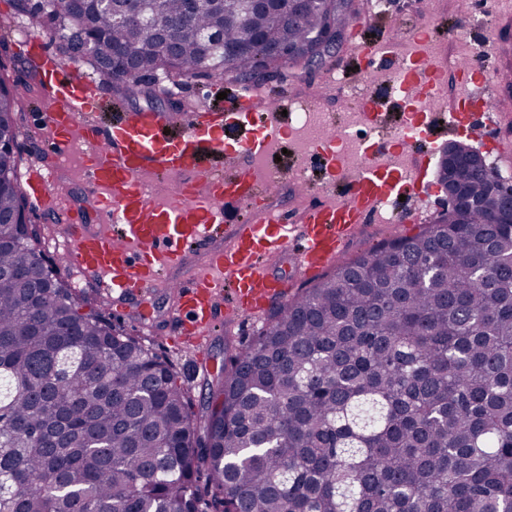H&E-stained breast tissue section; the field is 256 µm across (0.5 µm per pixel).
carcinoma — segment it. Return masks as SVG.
Instances as JSON below:
<instances>
[{
    "instance_id": "1",
    "label": "carcinoma",
    "mask_w": 512,
    "mask_h": 512,
    "mask_svg": "<svg viewBox=\"0 0 512 512\" xmlns=\"http://www.w3.org/2000/svg\"><path fill=\"white\" fill-rule=\"evenodd\" d=\"M142 0V24L89 0H37L31 27L118 100L169 94L114 70L220 81L306 61L348 30L344 0ZM242 52L224 59L221 48ZM289 56L278 58L270 47ZM0 212L27 196L0 153ZM471 196L487 198L469 176ZM0 227V512H512V223L493 201L377 244L273 311L230 356L203 415L172 365L115 327L40 249ZM205 470L208 482L197 483Z\"/></svg>"
}]
</instances>
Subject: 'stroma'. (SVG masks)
<instances>
[{
  "mask_svg": "<svg viewBox=\"0 0 512 512\" xmlns=\"http://www.w3.org/2000/svg\"><path fill=\"white\" fill-rule=\"evenodd\" d=\"M427 0H384L381 11L363 9L356 24L354 44H366L368 35L377 39L392 38L396 29L409 30L429 24L432 28L431 48L443 47L448 58L465 55L468 40L477 38L480 33H493L504 50L512 51V25H496L493 0H447L444 8L428 10ZM0 15L10 18L9 27L0 29V41L11 48L10 57L0 60V77L16 86L29 87V94L22 101L23 114L19 133L21 149L18 157L20 171H27L33 156L31 147H39L43 156L51 151L44 127L46 116L55 106L54 88L41 84L32 77L29 61L35 52L24 36L29 28L25 20L12 16L7 0H0ZM334 70L343 84H358L367 73L352 47L345 48L337 57L327 59L322 68L312 72L290 70L289 79L283 84L265 86L266 94L273 97L293 98L300 90L319 91L327 70ZM179 87L181 99L191 106L214 104L218 93H226L228 99H235L241 84L232 79L222 81L183 80ZM438 156L424 158L427 170L424 185L416 196L405 200L391 199L387 208L369 216L366 224L353 234L344 244L343 260H351L364 250L404 236L413 235L432 223L446 207V198L436 185ZM156 312L151 320L141 321L137 303L119 307H106L105 314L113 323L121 325L127 332L145 337L148 344L158 354L167 357L176 367L185 386L190 388L194 400H202L208 394L205 376H216L233 350L249 344L266 321L265 315H242L227 313L219 309L215 327L211 328L198 351H184L182 340L175 336L171 321L174 300L163 294L152 295Z\"/></svg>",
  "mask_w": 512,
  "mask_h": 512,
  "instance_id": "stroma-1",
  "label": "stroma"
}]
</instances>
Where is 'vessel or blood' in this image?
I'll return each mask as SVG.
<instances>
[{
  "instance_id": "obj_1",
  "label": "vessel or blood",
  "mask_w": 512,
  "mask_h": 512,
  "mask_svg": "<svg viewBox=\"0 0 512 512\" xmlns=\"http://www.w3.org/2000/svg\"><path fill=\"white\" fill-rule=\"evenodd\" d=\"M403 39L399 32L393 42L361 46L357 53L369 67L389 66V82L396 88L392 100L411 103L438 86L439 66L421 40L414 41L411 52L398 64H391L392 45ZM455 71L462 92L452 105L448 124L485 133L487 122L495 121L506 104L500 92L501 76L482 70L469 55L459 60ZM43 74L57 93V106L47 116L55 135L52 150L65 155L73 131H82L86 144L82 166L91 182L87 205L106 216L107 222L96 229L86 224L84 212L62 208L47 173L33 172L26 181L27 193L44 199L49 209L64 212L62 229L70 262L107 299L138 301V314L147 319L154 308L142 303V295L170 294L178 312L185 315L178 332L195 347L208 333L220 298H227L234 311L255 314L282 297L284 285L268 278L262 256L293 246L305 269L320 268L335 261L340 244L393 193L412 194L418 187L416 173L402 172L381 160L347 174V163L336 149L341 129L330 121L314 149L328 178L342 180L341 186L333 188L331 199L306 207L298 216L258 211L254 203L270 194L272 179L258 176L249 167L227 177L203 169L201 159L209 153L252 159L272 153L284 138H295L286 116L292 108L288 100L250 90V99L260 102L258 108L229 105L222 121L194 123L175 138L169 133L174 116L154 110L99 125L96 114L101 104L86 82L51 56L45 59ZM433 124V114L408 113L392 141L394 154L404 155L407 147L427 142ZM171 178L178 181L173 198H154L153 189ZM230 202L254 209L255 214L237 225L232 245L211 248ZM200 248L207 251V264L198 275L177 283L166 281L167 270L181 264L190 250Z\"/></svg>"
}]
</instances>
